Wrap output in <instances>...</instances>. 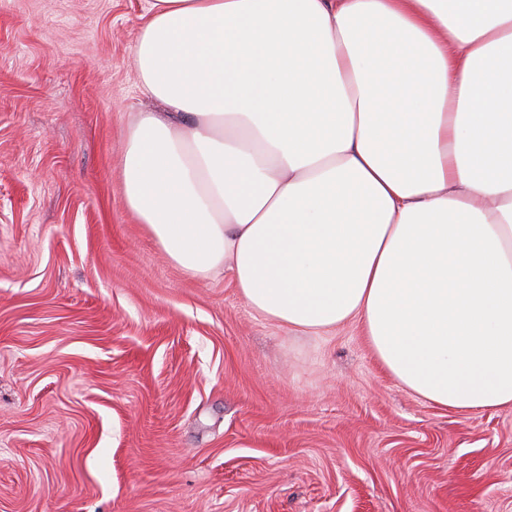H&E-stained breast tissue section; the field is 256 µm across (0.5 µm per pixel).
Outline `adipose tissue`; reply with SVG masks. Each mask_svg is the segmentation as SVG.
I'll use <instances>...</instances> for the list:
<instances>
[{"label": "adipose tissue", "instance_id": "adipose-tissue-1", "mask_svg": "<svg viewBox=\"0 0 512 512\" xmlns=\"http://www.w3.org/2000/svg\"><path fill=\"white\" fill-rule=\"evenodd\" d=\"M124 199L309 336L358 321L453 410L512 404V0H147Z\"/></svg>", "mask_w": 512, "mask_h": 512}]
</instances>
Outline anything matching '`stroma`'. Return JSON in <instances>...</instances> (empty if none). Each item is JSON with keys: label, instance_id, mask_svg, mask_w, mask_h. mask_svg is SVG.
Listing matches in <instances>:
<instances>
[{"label": "stroma", "instance_id": "1", "mask_svg": "<svg viewBox=\"0 0 512 512\" xmlns=\"http://www.w3.org/2000/svg\"><path fill=\"white\" fill-rule=\"evenodd\" d=\"M146 0H0V512H512V406L253 313L128 210Z\"/></svg>", "mask_w": 512, "mask_h": 512}]
</instances>
